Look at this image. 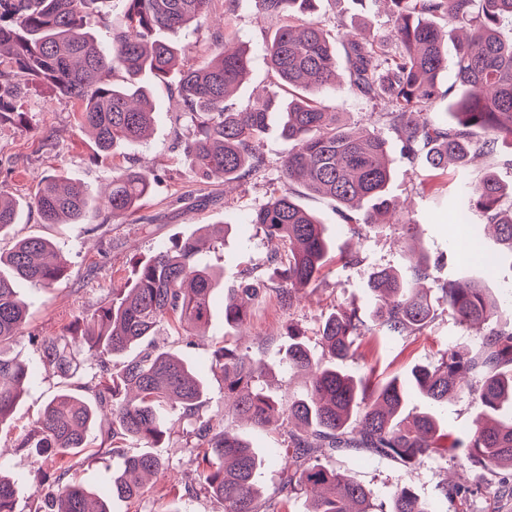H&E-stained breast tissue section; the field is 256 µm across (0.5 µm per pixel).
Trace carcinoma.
I'll return each instance as SVG.
<instances>
[{"instance_id": "obj_1", "label": "carcinoma", "mask_w": 512, "mask_h": 512, "mask_svg": "<svg viewBox=\"0 0 512 512\" xmlns=\"http://www.w3.org/2000/svg\"><path fill=\"white\" fill-rule=\"evenodd\" d=\"M121 20L112 37L100 42L90 26H108L99 0H0V122L21 117V89L44 86L57 97L80 105V123L99 151L107 154L146 137L153 122L149 91L138 75L149 72L161 81L178 75L174 92L193 126L184 152L197 173L229 182L255 175L264 166L259 144L268 115L280 113L281 135L294 147L280 168L288 191L270 197L250 217L265 237L283 246L267 269L279 277L275 298L292 307L306 288L316 284L327 262L324 225L303 208L295 189L336 202L342 223L352 235L367 236L380 218L396 211L387 193L391 150L381 125L398 133L408 161L425 158L431 179L448 176V165L460 177L453 209L461 220L480 216L495 228L496 239L512 254V202L504 204L506 185L494 172L472 181L469 165L476 155L493 156L498 145L512 146V0H385L390 29L383 35L353 29L342 34L345 85L381 107L376 121L353 130L339 112L336 98V44L326 21L315 15L317 0H257L262 13L282 23L264 42L277 90L246 107L228 103L245 80L250 53L225 47L236 0H225L224 31L214 34L223 46L218 58L197 67L180 66L177 43L159 36L200 26L211 0H119ZM456 31L453 80L441 89L448 71V48L436 20ZM124 79L115 81V74ZM287 97H280V92ZM454 97L455 123L431 120L439 99ZM153 177L130 167L112 177L106 207L112 218L132 213L150 191ZM0 190V231L16 223L15 204ZM45 224L87 219L94 197L64 177L42 181L28 202ZM462 250L486 270L500 254L483 247L480 229L462 241ZM187 238L163 246L135 266L126 287L85 319L88 348L101 357H121L112 367L101 364L92 398L63 391L46 405L36 424L17 436L20 451L55 458L60 467L53 484L33 485L44 498L46 512H111L109 498L84 487L72 473L70 459L87 446L88 431L106 434L102 455L118 454L123 468L112 474L111 494L128 501L143 495L145 479L165 470L155 451L165 439L164 411L181 410L194 421L192 450H201L200 490L219 500L224 512H261L259 482L266 460L234 428L245 419L256 427L280 423L288 428L295 453L281 473V491L292 494L311 487L317 498L307 512H372L373 491L329 468L324 459L338 448H361L398 460L406 468L442 457L435 409L467 390L481 405L466 443L475 466L512 471V329L493 326L498 306L482 281L468 277L437 284L448 311L462 325H485L478 348L448 349L441 362L416 366L401 380H373L354 375L339 363L359 355L369 331L357 310L334 309L320 324L318 337L327 357H317L300 328L288 324V346L278 350L280 362L308 375L304 393L278 402L258 384L261 365L249 354L223 347L215 367L224 378V394L236 396L214 429L203 414L207 387L178 355L157 350L135 357L127 353L167 324L189 331L206 325L211 296L221 284L216 268L201 257ZM66 261L45 238L18 240L0 254V425L10 416L29 380L27 363L3 352L21 334L26 306L17 298L15 282L24 279L50 288L65 274ZM428 259L398 270L374 271L368 288L377 301L375 326L392 338L425 329L434 317ZM266 269H252L239 288L242 301L224 304V322L237 325L247 317L246 302L267 297ZM45 361L63 376L77 370L64 336L39 343ZM429 406L415 415L405 412L411 391ZM20 486L0 468V512H15ZM387 512H434L409 487L394 492Z\"/></svg>"}]
</instances>
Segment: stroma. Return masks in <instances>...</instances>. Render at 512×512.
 Masks as SVG:
<instances>
[{
    "label": "stroma",
    "mask_w": 512,
    "mask_h": 512,
    "mask_svg": "<svg viewBox=\"0 0 512 512\" xmlns=\"http://www.w3.org/2000/svg\"><path fill=\"white\" fill-rule=\"evenodd\" d=\"M223 13L224 0H212L207 22L194 33L178 36L177 41L184 48L183 65H200L217 53L212 35L214 28L222 25ZM319 14L332 24L368 23L378 33L389 26L382 0H321ZM231 25L235 43L251 50L250 76L235 95L237 104L243 106L264 94L275 81L263 51V38L274 32L277 22L259 12L256 0H237ZM141 82L152 90L156 107L153 130L144 142L118 147L107 156L99 153L93 139L81 128L78 103L56 98L45 90L28 91L22 99L23 120L0 123V184L16 200L19 212L16 224L0 234V252L9 251L19 239L44 237L55 243L68 266L67 275L52 287L41 288L27 281L16 284L20 298L28 305L29 318L10 352L25 360L32 370L31 382L10 420L0 426V463L23 488L16 512H35L38 501L30 496L28 488L37 476L53 482L58 463L17 450L14 437L32 426L55 395L90 384L98 371L97 354L79 343L81 334L76 320L90 316L111 297L113 289L130 282L137 262L149 259L171 241L203 237L206 225L231 226L225 246L208 254L211 263L224 271V284L212 295V317L202 335L166 328L151 337L149 343L186 359L206 381L204 416L213 425L224 422V381L212 366L218 348L227 346L262 357V381L275 397L285 399L302 393L305 375L289 370L270 352L271 347L287 343V325L297 324L306 336L315 337L324 317L339 305L356 308L364 322H372L375 300L368 290L372 271L386 266L407 267L418 249L429 258L431 284L463 276L484 277L499 306V327L512 328V260L501 261L493 273L486 275L462 256L459 241L472 227L456 223L448 211L451 181L429 180L422 163H410L402 156L398 134L388 126L383 129L392 146L388 193L409 208V217L417 226L414 247H407L397 226L389 224L362 241L361 264L344 266L340 256L351 245L350 232L342 224L335 202L300 194L299 202L324 224L331 243L332 260L323 269L318 287L307 289L305 297L288 309L280 307L275 297H268L250 307L242 325H225L224 300L231 289L239 287V271L263 263L274 248L273 242L248 224L246 218L270 196L286 190L280 162L289 144L279 134L278 114H271V127L259 147L265 160L260 173L230 184L203 179L180 146L192 127L179 102L167 84L150 74H143ZM130 166L150 171L156 180L140 208L123 219H112L103 211L77 224H45L37 212L28 208L45 177L64 175L101 198L109 190L113 172ZM435 308L434 320L422 333L397 340L377 331L368 334L360 356L346 362V370H371L379 379L403 376L414 366L437 364L444 352L456 345L476 347L482 329L460 325L443 301H436ZM63 335L74 340L79 364L76 374L69 378L60 376L45 362L38 347L42 338ZM480 410L476 400L465 393L439 408L442 431L448 441H467ZM167 425L170 435L160 450L168 464L163 477L146 485L139 504L113 500L112 512H170L176 504L182 512H223L222 504L194 491L200 470L185 446L188 422L171 417ZM238 430L266 459L260 480L261 502L286 505L287 512H306L312 491L289 496L280 491L281 468L294 453L288 445L286 429L257 428L242 422ZM102 442L99 429H91L88 454L72 458L71 463L81 483L104 492L122 459H98L95 452ZM326 463L337 473L371 488L373 504L379 512L388 506L396 488L403 485L431 503L435 512H512V483L504 481L500 471L471 465L459 449L447 458L437 457L414 469L357 448L334 452ZM453 483L468 488L467 497L444 498V487Z\"/></svg>",
    "instance_id": "35a3bbf8"
}]
</instances>
